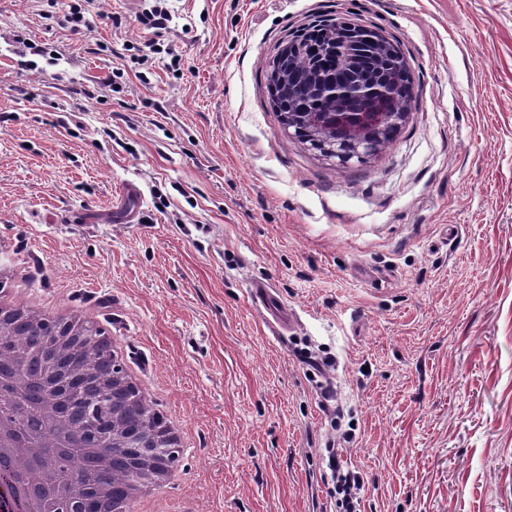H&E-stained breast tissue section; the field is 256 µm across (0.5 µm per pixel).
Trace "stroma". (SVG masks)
Wrapping results in <instances>:
<instances>
[{
    "label": "stroma",
    "mask_w": 512,
    "mask_h": 512,
    "mask_svg": "<svg viewBox=\"0 0 512 512\" xmlns=\"http://www.w3.org/2000/svg\"><path fill=\"white\" fill-rule=\"evenodd\" d=\"M68 2L0 0V241L182 418L170 512H337L335 453L361 512H512V0H87L80 34ZM326 18L411 67V120L366 164L270 105V59ZM139 198H141L139 188L132 183L126 184L121 202L119 204L121 207L117 206L114 209L115 218L125 221L126 223L134 222L138 215V210L132 203ZM118 211H120V216H117ZM250 295L256 304H260L266 314L282 329H287L294 318L288 307L276 295L274 289L266 284L255 283L249 289Z\"/></svg>",
    "instance_id": "1"
}]
</instances>
